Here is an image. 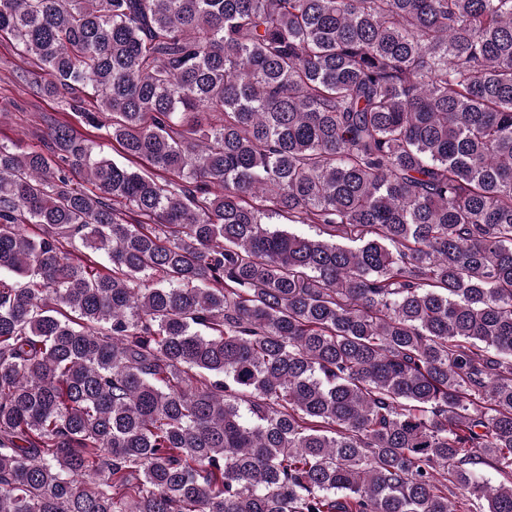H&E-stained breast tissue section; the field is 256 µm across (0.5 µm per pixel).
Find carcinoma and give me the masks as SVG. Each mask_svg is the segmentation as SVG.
<instances>
[{"label": "carcinoma", "instance_id": "cac0c4a2", "mask_svg": "<svg viewBox=\"0 0 512 512\" xmlns=\"http://www.w3.org/2000/svg\"><path fill=\"white\" fill-rule=\"evenodd\" d=\"M0 33L128 161L0 142V512H512V0H0Z\"/></svg>", "mask_w": 512, "mask_h": 512}]
</instances>
